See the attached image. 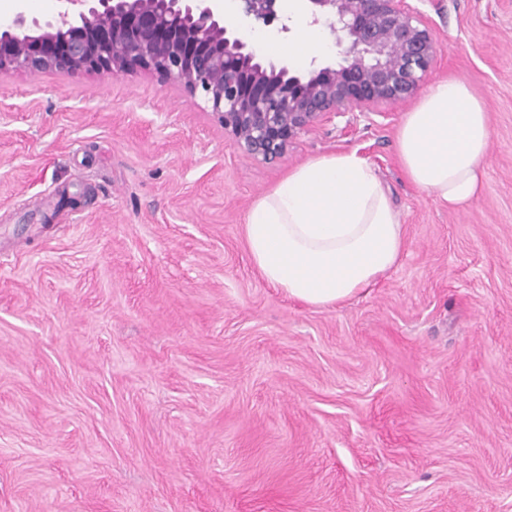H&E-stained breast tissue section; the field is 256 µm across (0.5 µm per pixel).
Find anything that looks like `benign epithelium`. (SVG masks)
I'll return each mask as SVG.
<instances>
[{
  "mask_svg": "<svg viewBox=\"0 0 512 512\" xmlns=\"http://www.w3.org/2000/svg\"><path fill=\"white\" fill-rule=\"evenodd\" d=\"M60 19L0 22V73L149 71L201 97L247 156L266 163L331 112H382L414 98L439 46L407 0H302L335 36L339 69L304 81L265 65L237 18L212 0H64ZM265 23L277 0H235Z\"/></svg>",
  "mask_w": 512,
  "mask_h": 512,
  "instance_id": "1",
  "label": "benign epithelium"
}]
</instances>
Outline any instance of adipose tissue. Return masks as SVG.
I'll return each instance as SVG.
<instances>
[{"instance_id":"1","label":"adipose tissue","mask_w":512,"mask_h":512,"mask_svg":"<svg viewBox=\"0 0 512 512\" xmlns=\"http://www.w3.org/2000/svg\"><path fill=\"white\" fill-rule=\"evenodd\" d=\"M329 34L302 27L275 53L305 60L329 52ZM491 140L489 116L460 80L432 84L406 113L396 151L407 179L458 209L479 195ZM247 251L263 279L310 307L340 305L399 262L404 227L373 167L353 153L321 155L291 170L250 206Z\"/></svg>"}]
</instances>
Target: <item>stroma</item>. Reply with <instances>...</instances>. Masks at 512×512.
I'll return each instance as SVG.
<instances>
[{
	"label": "stroma",
	"mask_w": 512,
	"mask_h": 512,
	"mask_svg": "<svg viewBox=\"0 0 512 512\" xmlns=\"http://www.w3.org/2000/svg\"><path fill=\"white\" fill-rule=\"evenodd\" d=\"M419 8L428 82L490 117L456 210L402 173L409 103L264 163L149 72L0 74V512H512V0ZM335 153L374 165L405 246L319 309L265 282L243 224Z\"/></svg>",
	"instance_id": "stroma-1"
}]
</instances>
